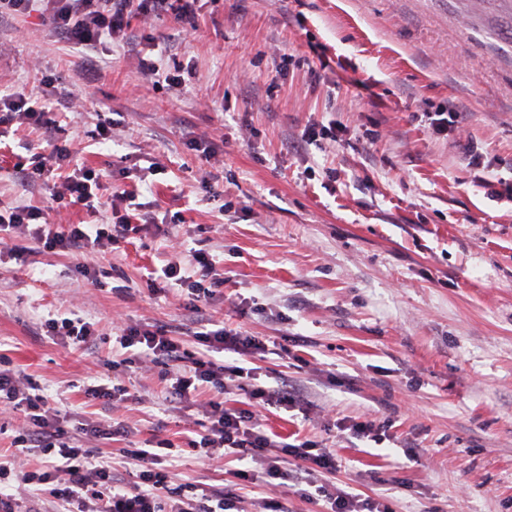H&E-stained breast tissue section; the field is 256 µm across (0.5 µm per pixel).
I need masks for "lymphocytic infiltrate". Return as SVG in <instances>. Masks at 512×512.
<instances>
[{"mask_svg":"<svg viewBox=\"0 0 512 512\" xmlns=\"http://www.w3.org/2000/svg\"><path fill=\"white\" fill-rule=\"evenodd\" d=\"M197 0H0V17L43 9L53 29L72 42L94 48L101 39L125 40L131 17L150 20L164 15L176 20L193 19ZM127 190L105 186L102 175L84 167L73 168L60 186L54 187L52 200L59 207L82 205L105 215L103 224H73L65 232H48L37 227L40 208L19 205L0 211V234L20 235L43 241L45 247L73 250L106 247L125 238L130 217L120 214V202L130 199ZM163 278L186 289L194 297L198 329L194 340L202 345L199 353L188 352L180 338L169 335L166 326L154 329L125 326L117 338V350L125 364L151 362L162 369L170 401L183 402L192 395L210 392L209 423L198 436L187 438L186 445L200 459H220L225 453H238L264 460L273 479H287L283 468L287 459L303 461L298 482L314 487L326 502L327 512H377L373 502L325 483V476L339 467L336 451L318 447L304 439L296 443L279 442L263 429L253 411L228 408L222 395L225 379L243 374V367L224 361L225 352L249 356L265 351L266 340L226 329H208L201 307L224 278L208 253L199 249L177 251L161 269ZM0 406L23 411L26 425L14 436L10 458L0 460V480L16 478L26 485L40 487L64 512H225L228 500L223 492H207L197 483L171 486L167 469L162 468L167 439L157 440L152 448H127L123 456L135 471V479L125 487L112 484V464L95 455L93 441L126 437L127 427L106 422L81 425L78 434L65 429L60 410L51 407L42 386L30 376L12 368L0 367ZM40 454L47 466L35 470L17 469V459Z\"/></svg>","mask_w":512,"mask_h":512,"instance_id":"f902f5d3","label":"lymphocytic infiltrate"}]
</instances>
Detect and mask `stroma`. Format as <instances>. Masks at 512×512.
<instances>
[{"instance_id":"obj_1","label":"stroma","mask_w":512,"mask_h":512,"mask_svg":"<svg viewBox=\"0 0 512 512\" xmlns=\"http://www.w3.org/2000/svg\"><path fill=\"white\" fill-rule=\"evenodd\" d=\"M194 22L182 40L173 17H134L128 41L89 50L41 12L0 18V96L56 120L0 138V208L92 223L82 206L54 210L50 185L14 167L62 143L124 183L140 216L108 249L70 256L22 237L26 254L1 253L0 356L71 425L109 418L131 442L181 444L208 394L166 402L156 371L113 362L111 342L119 318L192 327L185 291L146 284L181 242L224 271L211 322L270 341L225 406L288 384L303 404L256 407L267 433L337 449L332 482L388 512H512V201L487 191L512 185V0H198ZM142 57L184 86L144 75ZM68 92L85 108H61ZM452 103L459 124L434 133L428 113ZM67 310L94 325L95 349L49 334L46 320ZM102 374L136 402L87 399ZM365 419L384 441L337 429ZM126 442L97 444L118 485ZM245 468L254 481L237 478ZM172 473L236 494L238 512L265 498L319 512L235 454L210 465L184 451Z\"/></svg>"}]
</instances>
